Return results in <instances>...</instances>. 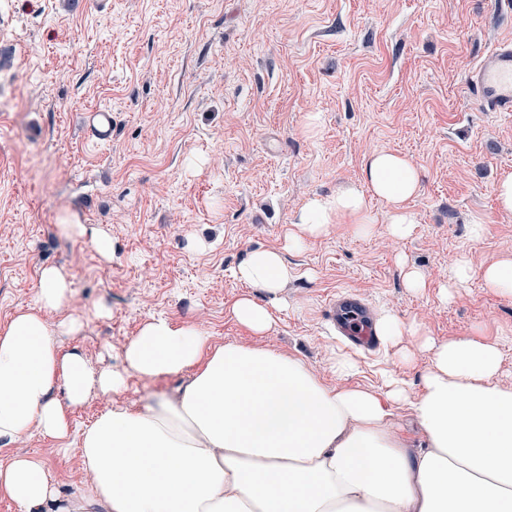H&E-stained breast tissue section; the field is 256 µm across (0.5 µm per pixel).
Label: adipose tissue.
Here are the masks:
<instances>
[{
    "label": "adipose tissue",
    "mask_w": 512,
    "mask_h": 512,
    "mask_svg": "<svg viewBox=\"0 0 512 512\" xmlns=\"http://www.w3.org/2000/svg\"><path fill=\"white\" fill-rule=\"evenodd\" d=\"M420 189L404 156L365 160L362 182L309 199L288 237L292 247L347 215L370 223V202L388 209L389 235L407 237ZM251 295L230 309L255 335L273 326L267 296L290 275L274 250L237 270ZM72 297L53 266L40 273L38 307L0 325V445L32 432L64 440L72 412L91 390L118 394L129 376H183L177 392L139 410L112 407L81 436L88 488L60 497L37 456L0 465V497L23 512H512V386L496 383L497 343L459 337L433 347L431 369L412 401L427 436L410 454L391 423L401 388L380 395L324 384L300 359L256 345H213L194 324L151 318L121 365L94 372L78 351L61 352L83 318L54 324L48 312ZM64 388V400L52 393Z\"/></svg>",
    "instance_id": "1"
}]
</instances>
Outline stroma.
I'll list each match as a JSON object with an SVG mask.
<instances>
[{
  "label": "stroma",
  "instance_id": "obj_1",
  "mask_svg": "<svg viewBox=\"0 0 512 512\" xmlns=\"http://www.w3.org/2000/svg\"><path fill=\"white\" fill-rule=\"evenodd\" d=\"M499 43L512 44L505 0H0V48L16 57L0 70V323L36 306L39 272L54 266L72 299L50 321L83 317L59 346L93 369L120 366L148 318L193 323L216 345L298 357L332 387L381 394L387 375L399 377L407 399L392 404V421L422 451L409 402L432 344L497 341L499 380L512 385V297L479 276L512 256V214L495 199L512 175V115L472 109L466 84ZM103 106L112 140L99 146L82 118ZM375 150L404 154L420 173L412 233L392 239L374 199L368 233L341 217L289 248L301 206L359 183ZM68 212L111 235V259L59 234ZM261 249L281 252L290 278L272 330L256 337L230 308L251 292L236 269ZM461 258L475 275L449 287ZM410 269L423 287L407 286ZM339 290L417 335L349 348L324 312ZM339 356L355 364L349 377L336 374ZM179 383L133 376L119 394L91 390L66 442L35 432L0 446V464L33 454L62 495L88 487L86 427L112 404L139 409Z\"/></svg>",
  "mask_w": 512,
  "mask_h": 512
}]
</instances>
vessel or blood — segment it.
Returning a JSON list of instances; mask_svg holds the SVG:
<instances>
[{"label":"vessel or blood","instance_id":"vessel-or-blood-1","mask_svg":"<svg viewBox=\"0 0 512 512\" xmlns=\"http://www.w3.org/2000/svg\"><path fill=\"white\" fill-rule=\"evenodd\" d=\"M472 105L482 112H512V44L493 47L467 77ZM91 141L103 145L112 139V111L102 107L87 113ZM327 321L337 335L363 350L376 347L377 332L371 307L357 295L341 292L325 300Z\"/></svg>","mask_w":512,"mask_h":512}]
</instances>
